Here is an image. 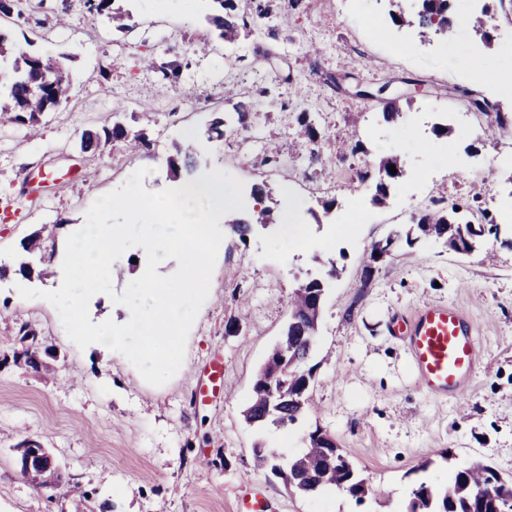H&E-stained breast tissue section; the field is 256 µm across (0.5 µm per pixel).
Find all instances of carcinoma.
Listing matches in <instances>:
<instances>
[{
  "mask_svg": "<svg viewBox=\"0 0 512 512\" xmlns=\"http://www.w3.org/2000/svg\"><path fill=\"white\" fill-rule=\"evenodd\" d=\"M116 0H83V7L92 17H105L118 31L130 29L131 15L115 6ZM215 14L208 17L214 31L222 40L233 41L240 30L248 27V19L265 18L271 13L270 0H249L250 12L239 9L241 0H212ZM419 10L413 15L392 14L394 23L419 30L428 38L432 35L446 37L451 31L449 0H420ZM72 57L66 54L50 56L39 51L21 49L11 36L0 31V121L35 127L41 117L66 100L71 91ZM123 139L134 151H147L151 143L142 133H131L121 124L103 128V133L85 130L80 136L81 148L93 149L101 140ZM194 150L180 144L174 145V153L168 158L173 174L190 170L194 166ZM394 159L379 162L374 202L381 205L389 197L391 184L400 174L389 172ZM255 200L261 208L250 218H238L230 225L231 233L242 243L256 224H272L274 209L263 205L269 192L257 186ZM456 206L427 208L420 213L416 223L406 231V242L411 244L420 237L444 241L449 249L474 252L481 247L488 235H498V226L473 229L471 223L458 218ZM394 233L372 243L370 259L373 261L389 254L399 239ZM326 288L318 279L299 285L289 300V318L280 340L274 346L271 360L258 373L252 388V395L244 410L245 421L259 428L267 425L277 427L294 424L307 411L310 387L313 381L312 369L307 363L314 350L321 319L317 300H325ZM284 351L295 360L286 374H278L272 386L265 382L279 366L278 352ZM330 434L317 428L308 434V447L298 456L282 466L278 457L269 448L254 453L259 467L279 471L289 487L295 492L309 496L324 487H335L346 492L357 501L362 500L369 487L353 464L339 447L323 449L320 444ZM512 502V477L503 476L489 464L458 466L448 485L440 486L421 481L412 491L408 512H504Z\"/></svg>",
  "mask_w": 512,
  "mask_h": 512,
  "instance_id": "obj_1",
  "label": "carcinoma"
}]
</instances>
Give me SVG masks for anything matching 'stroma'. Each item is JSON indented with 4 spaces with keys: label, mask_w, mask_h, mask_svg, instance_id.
Wrapping results in <instances>:
<instances>
[{
    "label": "stroma",
    "mask_w": 512,
    "mask_h": 512,
    "mask_svg": "<svg viewBox=\"0 0 512 512\" xmlns=\"http://www.w3.org/2000/svg\"><path fill=\"white\" fill-rule=\"evenodd\" d=\"M451 5L458 15L487 14L492 44L469 27L421 38L392 23L388 0L282 4L231 43L216 38L198 0H124L132 22L123 33L90 18L80 0H19L18 13L0 15V30L17 43L73 58L70 98L43 117L37 134L0 127V512H235L249 483L269 512H407L419 477L444 484L456 466L475 462L512 475V126L490 128L466 97L493 98L490 80L512 68V22L497 0ZM475 57L483 76L470 72ZM173 60L178 79H163L160 65ZM362 89L368 97H359ZM391 101L402 111L393 122L383 115ZM241 106L250 109L244 124ZM302 113L319 131L309 146L295 134ZM217 118L224 139L211 142ZM116 123L144 132L150 150L134 155L120 141L81 149L84 130ZM439 126L449 135H436ZM186 132L204 144L192 177L231 173L244 184L246 208L264 184L285 213V189L296 188L294 221L306 243L287 249L276 224L244 243L225 236L184 362L155 387L121 354L78 348L50 303L18 289L61 286L67 236L137 169L150 170L147 190L177 187L167 160ZM387 156L398 158L401 175L378 205L374 180L359 175ZM356 200L358 222L340 225ZM436 200L459 205L473 223L493 220L499 237L469 255L440 240L401 238L389 256L370 261L372 242L402 234ZM36 232L47 247L26 253ZM314 278L327 290L309 360L312 403L294 426L257 430L243 417L253 382L288 321L290 293ZM425 304L454 305L477 327L479 361L461 397L421 387L393 332L397 318ZM26 332L34 367L20 360ZM216 357L226 396L194 405ZM318 428L369 483L363 501L334 487L302 497L255 470V444L288 459ZM27 437L53 458L58 476L49 486L22 474L18 445Z\"/></svg>",
    "instance_id": "obj_1"
}]
</instances>
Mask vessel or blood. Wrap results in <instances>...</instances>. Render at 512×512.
<instances>
[{
  "mask_svg": "<svg viewBox=\"0 0 512 512\" xmlns=\"http://www.w3.org/2000/svg\"><path fill=\"white\" fill-rule=\"evenodd\" d=\"M394 332L409 346L422 386L429 392L458 397L465 393L479 359L476 328L469 315L453 306L426 304L410 318L395 321ZM224 394V366L214 361L205 387L195 399L204 404Z\"/></svg>",
  "mask_w": 512,
  "mask_h": 512,
  "instance_id": "1",
  "label": "vessel or blood"
}]
</instances>
